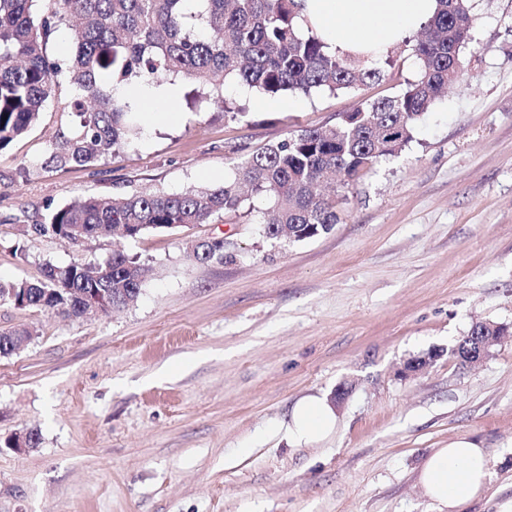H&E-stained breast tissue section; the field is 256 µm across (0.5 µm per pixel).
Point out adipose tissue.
Here are the masks:
<instances>
[{
    "label": "adipose tissue",
    "mask_w": 512,
    "mask_h": 512,
    "mask_svg": "<svg viewBox=\"0 0 512 512\" xmlns=\"http://www.w3.org/2000/svg\"><path fill=\"white\" fill-rule=\"evenodd\" d=\"M435 9V0H303L298 26L300 32L319 33L330 50L377 59ZM336 422L328 401L305 397L292 408L288 435L297 444L313 443L330 433ZM489 475L486 450L461 437L426 459L419 482L430 500L448 512H460L483 492Z\"/></svg>",
    "instance_id": "1"
}]
</instances>
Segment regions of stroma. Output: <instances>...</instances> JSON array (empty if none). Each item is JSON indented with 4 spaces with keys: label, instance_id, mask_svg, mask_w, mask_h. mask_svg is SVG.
<instances>
[{
    "label": "stroma",
    "instance_id": "obj_1",
    "mask_svg": "<svg viewBox=\"0 0 512 512\" xmlns=\"http://www.w3.org/2000/svg\"><path fill=\"white\" fill-rule=\"evenodd\" d=\"M469 5L463 80L397 156L338 190V223L304 241L265 238L271 203L256 194L209 223L135 239L75 246L35 227L82 195L223 184L256 150L399 93L417 72L405 43L383 80L355 91L243 95L226 80L246 101L234 119L190 111L184 84L175 119H148L153 88L140 87L131 147L45 169L76 120L63 86L0 151V279L116 250L148 270L137 302L106 315L0 304V331L35 329L0 356V512H440L419 470L461 435L491 471L463 512H512V0ZM212 237L223 261L190 257L189 241ZM479 321L508 334L462 364L453 350ZM340 388L336 432L290 441L295 402ZM30 430L39 446L2 447Z\"/></svg>",
    "mask_w": 512,
    "mask_h": 512
}]
</instances>
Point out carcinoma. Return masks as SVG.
<instances>
[{
	"instance_id": "cac0c4a2",
	"label": "carcinoma",
	"mask_w": 512,
	"mask_h": 512,
	"mask_svg": "<svg viewBox=\"0 0 512 512\" xmlns=\"http://www.w3.org/2000/svg\"><path fill=\"white\" fill-rule=\"evenodd\" d=\"M0 0V151L27 134L61 84L72 90L77 122L61 134L43 165L86 167L109 157L139 135L133 103L114 94L118 85L157 84L179 76L187 97L232 117L242 114L224 94V80L269 95L352 90L382 79L365 59L328 50L316 34L297 28L298 0ZM426 35L415 41V80L393 97L362 100L331 126L306 128L253 154L217 187L182 193L148 191L107 202L84 197L56 207L49 226L59 237L77 226L84 238L114 231L134 238L147 231L206 224L239 209L251 194L273 202L263 227L270 239L300 241L329 231L338 220L336 188L318 190L333 173L348 187L379 162L396 156L448 87L465 75L461 48L473 27L468 0H436ZM70 30L65 59L47 52L52 30ZM199 262L224 261V239L191 251ZM144 283L139 258L114 251L101 262L47 263L34 281L0 280V302L25 289L30 307L85 315L76 293L93 288L112 308L135 303Z\"/></svg>"
}]
</instances>
